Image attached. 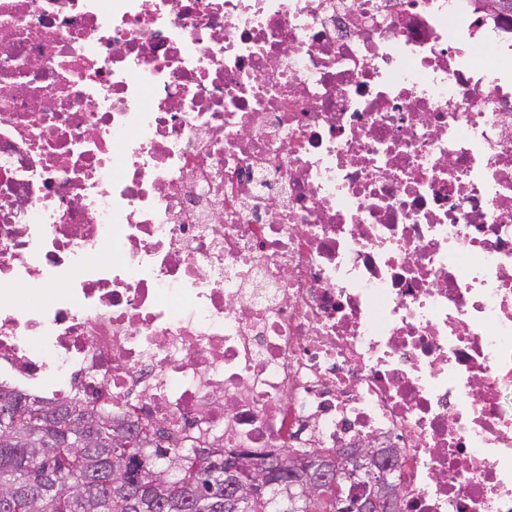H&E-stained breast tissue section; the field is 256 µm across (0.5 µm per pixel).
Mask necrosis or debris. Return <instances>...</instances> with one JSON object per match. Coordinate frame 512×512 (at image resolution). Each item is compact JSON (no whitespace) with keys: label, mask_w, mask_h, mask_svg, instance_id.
Instances as JSON below:
<instances>
[{"label":"necrosis or debris","mask_w":512,"mask_h":512,"mask_svg":"<svg viewBox=\"0 0 512 512\" xmlns=\"http://www.w3.org/2000/svg\"><path fill=\"white\" fill-rule=\"evenodd\" d=\"M0 380L512 512V14L0 0Z\"/></svg>","instance_id":"1"}]
</instances>
